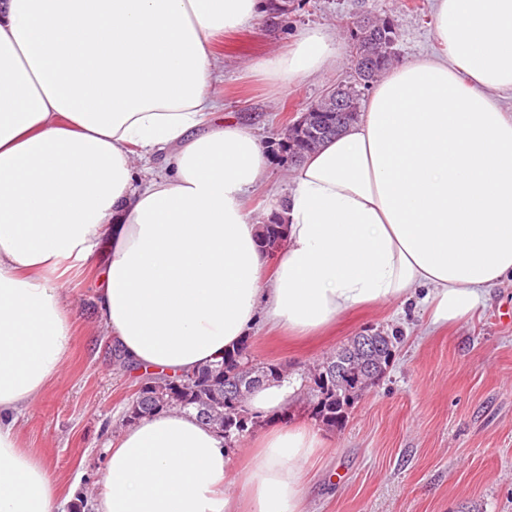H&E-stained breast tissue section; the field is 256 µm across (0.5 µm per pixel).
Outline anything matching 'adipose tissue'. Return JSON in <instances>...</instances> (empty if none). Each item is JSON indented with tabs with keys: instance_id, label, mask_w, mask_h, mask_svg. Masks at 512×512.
Wrapping results in <instances>:
<instances>
[{
	"instance_id": "obj_1",
	"label": "adipose tissue",
	"mask_w": 512,
	"mask_h": 512,
	"mask_svg": "<svg viewBox=\"0 0 512 512\" xmlns=\"http://www.w3.org/2000/svg\"><path fill=\"white\" fill-rule=\"evenodd\" d=\"M268 0H0V512H57L20 412L64 367L72 262L112 256L98 311L125 362L176 378L256 325L312 335L425 290L428 326L470 320L512 276V0H435L436 53L392 66L364 114L275 190L284 245L245 203L271 162L215 118L214 40ZM327 26L260 69L287 85L341 60ZM289 382L252 390L261 418ZM319 431L260 433L241 473L194 412L144 416L107 450L96 512H301Z\"/></svg>"
}]
</instances>
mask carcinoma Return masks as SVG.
<instances>
[{"label": "carcinoma", "mask_w": 512, "mask_h": 512, "mask_svg": "<svg viewBox=\"0 0 512 512\" xmlns=\"http://www.w3.org/2000/svg\"><path fill=\"white\" fill-rule=\"evenodd\" d=\"M379 25L383 32V41L380 43L372 41L373 33L362 29L352 34L353 43L364 54L374 58V62L369 73L354 75L344 85V128L358 119L363 91L392 65V61L386 58L385 54L395 45L398 28L391 19H381ZM282 241L283 225H262L263 248L279 245ZM376 336L380 338L382 344L379 350V366L385 369L392 358L395 337L385 336L380 332L376 333ZM247 362V344L244 343L239 348L225 352L222 360L202 366L192 374L182 377L176 387L170 386L169 381L164 378L153 377L132 399L123 423L129 424L142 416L164 409L179 408L196 412L200 420L221 432L224 430L226 419L236 410L248 419L246 425L236 429L239 438L242 439L252 428L253 416L246 406L234 409L227 403V388L231 386V380L234 379L245 387L259 381H278L287 376L286 370L279 364L255 363L249 366ZM338 362L344 364L348 372V378L342 384L336 382ZM220 366L224 367V379L218 381L214 372ZM306 386L311 396L312 417L328 429L342 425L349 409L367 388L360 370V359L347 357L344 346L313 366V371L307 373Z\"/></svg>", "instance_id": "1"}]
</instances>
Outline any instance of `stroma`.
I'll return each instance as SVG.
<instances>
[{
  "label": "stroma",
  "instance_id": "stroma-1",
  "mask_svg": "<svg viewBox=\"0 0 512 512\" xmlns=\"http://www.w3.org/2000/svg\"><path fill=\"white\" fill-rule=\"evenodd\" d=\"M433 0H289L287 10L258 17L218 38L224 79L211 94L222 115L250 129L268 148L265 184L250 197L257 212L274 208L268 187L292 166L280 142L291 116L332 85L351 78L349 64L287 86L270 83L260 63L290 47L306 26L344 29L349 17L390 18L398 60L435 51ZM107 252L77 265L65 296L74 336L62 374L24 412L23 447L49 465L66 512H95L105 450L143 382L117 363L96 307L97 274ZM398 337L386 375L355 404L344 425L323 430L326 448L306 467L303 512H512V282L489 291L470 322L433 332L424 307L349 311L318 336L257 328L248 354L257 363L304 376L359 334ZM81 496L69 498L72 484Z\"/></svg>",
  "mask_w": 512,
  "mask_h": 512
}]
</instances>
